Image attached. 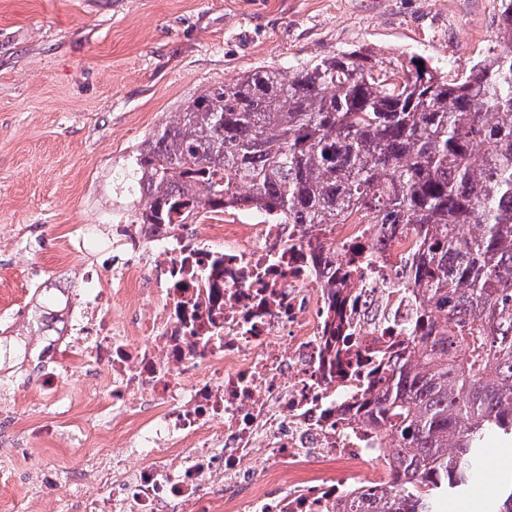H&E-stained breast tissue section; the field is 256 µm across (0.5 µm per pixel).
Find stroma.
<instances>
[{"label":"stroma","instance_id":"stroma-1","mask_svg":"<svg viewBox=\"0 0 512 512\" xmlns=\"http://www.w3.org/2000/svg\"><path fill=\"white\" fill-rule=\"evenodd\" d=\"M500 0H0V317L28 332V270L83 284L78 224H111L112 176L201 89L258 67L369 48L462 73L500 42ZM469 50L457 56L460 31ZM490 477L448 498L485 512L512 443L488 438Z\"/></svg>","mask_w":512,"mask_h":512}]
</instances>
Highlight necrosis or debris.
I'll return each instance as SVG.
<instances>
[{"mask_svg":"<svg viewBox=\"0 0 512 512\" xmlns=\"http://www.w3.org/2000/svg\"><path fill=\"white\" fill-rule=\"evenodd\" d=\"M119 180L128 223L73 230L85 292H55L25 436L0 392V512H25L13 462L62 434L90 464L77 512H331L387 488L365 359L404 346L412 304L380 284L411 255L404 225L285 224L237 205L140 224L142 188L132 170ZM334 327L354 346L332 369ZM83 375L90 388L65 386ZM104 413L107 438L87 420Z\"/></svg>","mask_w":512,"mask_h":512,"instance_id":"obj_1","label":"necrosis or debris"}]
</instances>
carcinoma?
<instances>
[{"instance_id":"obj_1","label":"carcinoma","mask_w":512,"mask_h":512,"mask_svg":"<svg viewBox=\"0 0 512 512\" xmlns=\"http://www.w3.org/2000/svg\"><path fill=\"white\" fill-rule=\"evenodd\" d=\"M499 26L500 49L453 78L361 49L256 68L202 90L133 156L142 224L233 200L286 224L409 225L417 260L394 285L415 312L371 409L391 486L333 512H439L486 438L512 439V0ZM493 512H512V472Z\"/></svg>"}]
</instances>
